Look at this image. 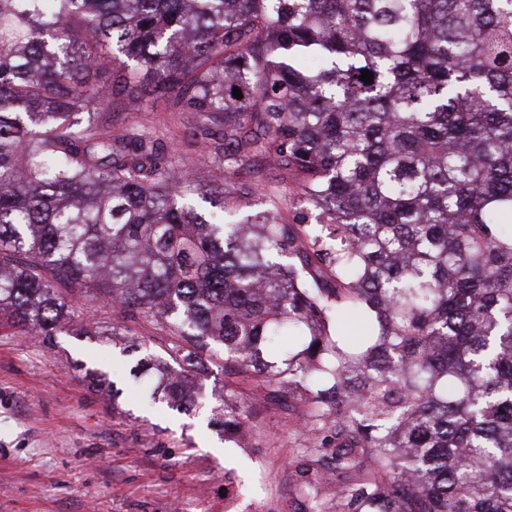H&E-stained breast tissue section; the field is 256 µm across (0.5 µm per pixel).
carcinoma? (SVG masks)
<instances>
[{"label": "carcinoma", "instance_id": "cac0c4a2", "mask_svg": "<svg viewBox=\"0 0 512 512\" xmlns=\"http://www.w3.org/2000/svg\"><path fill=\"white\" fill-rule=\"evenodd\" d=\"M137 83L215 172L106 128ZM267 167L290 221L253 210ZM142 321L183 362L138 361L154 402L207 353L312 393L346 512H512V0H0V327Z\"/></svg>", "mask_w": 512, "mask_h": 512}]
</instances>
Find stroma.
<instances>
[{"label": "stroma", "mask_w": 512, "mask_h": 512, "mask_svg": "<svg viewBox=\"0 0 512 512\" xmlns=\"http://www.w3.org/2000/svg\"><path fill=\"white\" fill-rule=\"evenodd\" d=\"M116 126L133 120L169 141L207 174L212 163L181 140L182 118L141 96L134 112L114 104ZM128 337L59 333L53 343L0 328V512H307L300 474L336 451L330 428L308 420L306 393L292 396L229 382L224 360L208 362L199 393L231 383L250 397L248 447L209 409L149 405L129 381ZM105 373L109 400L75 365Z\"/></svg>", "instance_id": "obj_1"}]
</instances>
